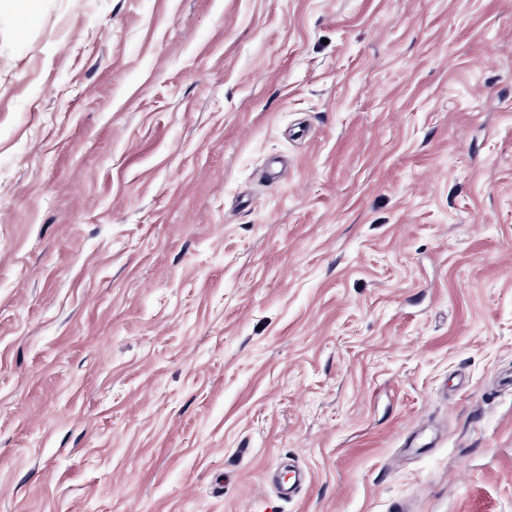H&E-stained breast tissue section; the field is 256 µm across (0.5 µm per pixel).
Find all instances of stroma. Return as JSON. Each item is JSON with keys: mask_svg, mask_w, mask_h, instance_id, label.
I'll list each match as a JSON object with an SVG mask.
<instances>
[{"mask_svg": "<svg viewBox=\"0 0 512 512\" xmlns=\"http://www.w3.org/2000/svg\"><path fill=\"white\" fill-rule=\"evenodd\" d=\"M396 500L512 512V0L0 9V512Z\"/></svg>", "mask_w": 512, "mask_h": 512, "instance_id": "stroma-1", "label": "stroma"}]
</instances>
